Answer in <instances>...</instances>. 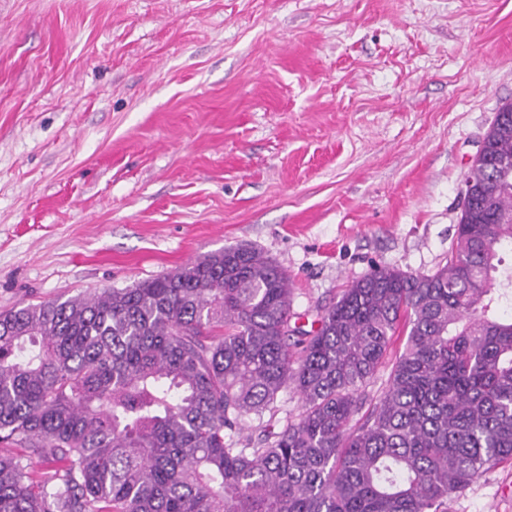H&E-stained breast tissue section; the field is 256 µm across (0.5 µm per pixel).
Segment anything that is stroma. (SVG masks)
Segmentation results:
<instances>
[{"label": "stroma", "instance_id": "stroma-1", "mask_svg": "<svg viewBox=\"0 0 512 512\" xmlns=\"http://www.w3.org/2000/svg\"><path fill=\"white\" fill-rule=\"evenodd\" d=\"M512 0H0V312L247 245L311 325L446 263ZM512 512V460L448 503Z\"/></svg>", "mask_w": 512, "mask_h": 512}]
</instances>
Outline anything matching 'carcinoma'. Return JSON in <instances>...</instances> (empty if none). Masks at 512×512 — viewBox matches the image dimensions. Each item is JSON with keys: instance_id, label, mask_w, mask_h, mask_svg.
Returning a JSON list of instances; mask_svg holds the SVG:
<instances>
[{"instance_id": "1", "label": "carcinoma", "mask_w": 512, "mask_h": 512, "mask_svg": "<svg viewBox=\"0 0 512 512\" xmlns=\"http://www.w3.org/2000/svg\"><path fill=\"white\" fill-rule=\"evenodd\" d=\"M465 185L444 266L376 268L309 330L245 245L0 313V512H448L512 459L511 102ZM290 386L298 418L234 447Z\"/></svg>"}]
</instances>
